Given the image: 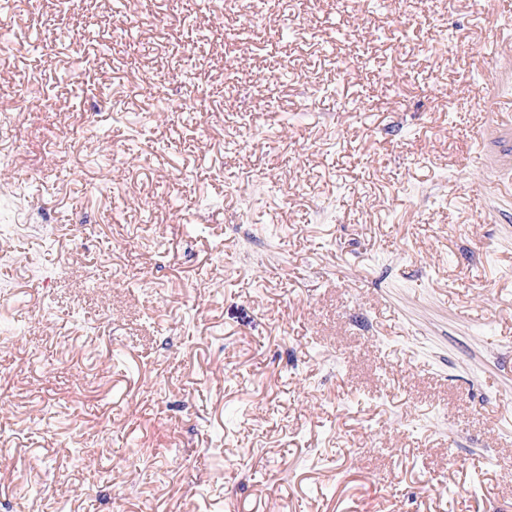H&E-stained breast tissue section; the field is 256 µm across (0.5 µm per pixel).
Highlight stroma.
<instances>
[{"mask_svg": "<svg viewBox=\"0 0 512 512\" xmlns=\"http://www.w3.org/2000/svg\"><path fill=\"white\" fill-rule=\"evenodd\" d=\"M510 34L512 0L1 11L0 247L44 276L0 266V512H512Z\"/></svg>", "mask_w": 512, "mask_h": 512, "instance_id": "1", "label": "stroma"}]
</instances>
